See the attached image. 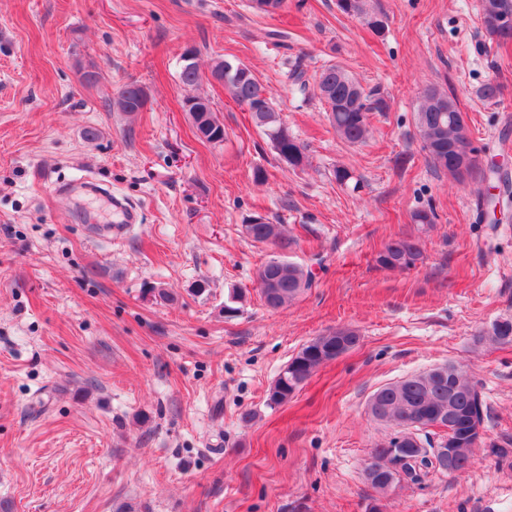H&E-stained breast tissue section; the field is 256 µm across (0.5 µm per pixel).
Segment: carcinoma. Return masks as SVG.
<instances>
[{
	"instance_id": "carcinoma-1",
	"label": "carcinoma",
	"mask_w": 512,
	"mask_h": 512,
	"mask_svg": "<svg viewBox=\"0 0 512 512\" xmlns=\"http://www.w3.org/2000/svg\"><path fill=\"white\" fill-rule=\"evenodd\" d=\"M337 7L347 15L362 17L376 33L384 32V20L380 14L367 10L366 0H337ZM480 12L482 25L491 40L498 44L512 42V0H480ZM179 79L183 85L194 87L202 80V74L195 62L184 59ZM318 84L329 92L325 99L329 123L347 143L364 142L369 133L370 115L389 110V100L379 86H360L342 66L324 68L318 76ZM224 87L241 106L261 104L262 111L252 113V118L257 126L263 128L278 157H288V166L293 169L308 165L306 146L289 134L269 90L250 68L224 80ZM146 103L147 94L137 84L125 86L116 100L119 110L127 113L142 111ZM185 104L190 110L192 125L201 138L210 143L224 141V123L208 99L192 96L185 100ZM415 125L431 164L453 179L463 183L477 175L483 181H490L498 175L493 169L477 171L476 149L453 96L435 87L425 89L415 113ZM459 145L470 152V164L463 166L458 161L456 148ZM411 221L422 228L429 227L435 223L436 213L431 207L418 208L412 212ZM243 232L257 243H279L284 247L289 244L279 225L260 215L243 225ZM423 262L424 254L419 242L407 236L391 238L377 256L378 266L388 270L411 269ZM258 272L264 283L258 288L259 294L272 309L294 300L311 287L313 280L311 271L280 258L269 259ZM488 338L499 345L512 344V321L495 322ZM358 341L357 331L344 327L318 335L303 344L270 386L267 405L274 408L287 403L319 366L351 350ZM372 399L374 402L369 404L371 414H380L384 421L396 428H404L414 420L420 421L423 438L428 443L437 437L436 430L448 432V442L460 473L468 469L475 449L483 443V433L478 428L484 426L488 406L481 390L460 367L451 372L433 367L378 389ZM396 447L398 444L391 438L372 450L369 460L378 467L370 484L373 490L388 483L394 486L402 482L420 484L431 474H449L448 462L436 455L426 457L419 454V449L413 444L404 452L407 461L401 472L391 471L383 460L390 459L392 449Z\"/></svg>"
}]
</instances>
